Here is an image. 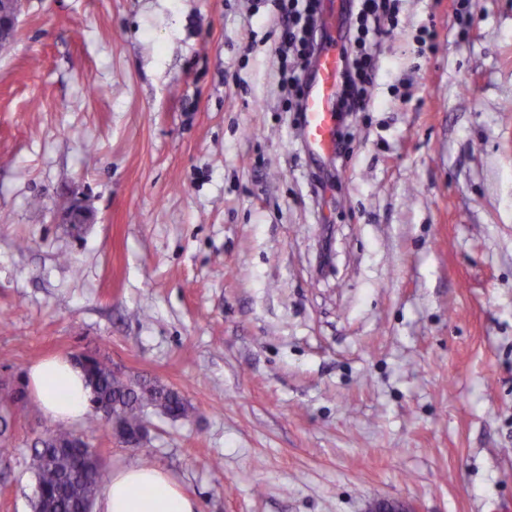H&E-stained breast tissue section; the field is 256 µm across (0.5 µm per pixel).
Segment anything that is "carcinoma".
<instances>
[{"instance_id": "obj_1", "label": "carcinoma", "mask_w": 512, "mask_h": 512, "mask_svg": "<svg viewBox=\"0 0 512 512\" xmlns=\"http://www.w3.org/2000/svg\"><path fill=\"white\" fill-rule=\"evenodd\" d=\"M87 384L90 404L97 414L108 409L129 433L132 448L141 447L136 436H148L146 417L155 412L172 420L186 419L191 405L175 390L164 385L125 377L109 362L91 356L77 358ZM15 393L0 396V434L9 427V409ZM41 446L35 448L32 471L37 486L34 512H88L97 493L108 480L101 457L83 436L60 427L47 426L41 432Z\"/></svg>"}]
</instances>
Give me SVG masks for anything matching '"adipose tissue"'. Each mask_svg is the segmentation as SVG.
<instances>
[{
  "instance_id": "1",
  "label": "adipose tissue",
  "mask_w": 512,
  "mask_h": 512,
  "mask_svg": "<svg viewBox=\"0 0 512 512\" xmlns=\"http://www.w3.org/2000/svg\"><path fill=\"white\" fill-rule=\"evenodd\" d=\"M27 389L41 412L54 422L73 424L85 417L91 391L82 370L68 357L29 366ZM161 467L141 465L115 470L99 501L100 512H199Z\"/></svg>"
}]
</instances>
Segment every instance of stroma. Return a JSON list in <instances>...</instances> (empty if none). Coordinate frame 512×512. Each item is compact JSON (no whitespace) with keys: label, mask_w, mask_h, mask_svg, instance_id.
<instances>
[{"label":"stroma","mask_w":512,"mask_h":512,"mask_svg":"<svg viewBox=\"0 0 512 512\" xmlns=\"http://www.w3.org/2000/svg\"><path fill=\"white\" fill-rule=\"evenodd\" d=\"M276 15L25 0L0 54V384L91 355L174 388L190 417L149 414L142 447L74 429L202 512H512V0H399L332 157L300 140ZM12 411L0 512H33L49 420Z\"/></svg>","instance_id":"obj_1"}]
</instances>
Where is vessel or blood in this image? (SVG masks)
Listing matches in <instances>:
<instances>
[{
    "mask_svg": "<svg viewBox=\"0 0 512 512\" xmlns=\"http://www.w3.org/2000/svg\"><path fill=\"white\" fill-rule=\"evenodd\" d=\"M340 79V55L331 39L322 45L317 64L307 78L303 99L301 131L311 155L323 156L336 148V90Z\"/></svg>",
    "mask_w": 512,
    "mask_h": 512,
    "instance_id": "1",
    "label": "vessel or blood"
}]
</instances>
